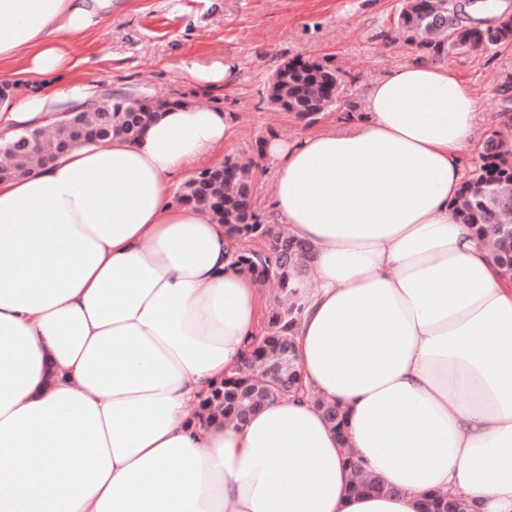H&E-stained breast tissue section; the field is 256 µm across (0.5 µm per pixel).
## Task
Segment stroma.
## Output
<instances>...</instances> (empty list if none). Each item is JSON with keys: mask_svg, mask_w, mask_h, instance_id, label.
<instances>
[{"mask_svg": "<svg viewBox=\"0 0 512 512\" xmlns=\"http://www.w3.org/2000/svg\"><path fill=\"white\" fill-rule=\"evenodd\" d=\"M401 0H122L111 16L75 47L73 84L100 91L142 90L199 107L223 106L234 122L233 155L257 158L259 141H289L360 111L367 88L395 66L414 62L420 49L398 39ZM232 60L234 81L213 86L180 68ZM316 59L336 67L345 92L314 118L274 108L271 74L283 62ZM448 65L480 103L479 121L492 131L504 97H512V45L454 54Z\"/></svg>", "mask_w": 512, "mask_h": 512, "instance_id": "35a3bbf8", "label": "stroma"}]
</instances>
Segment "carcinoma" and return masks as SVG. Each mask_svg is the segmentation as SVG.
Instances as JSON below:
<instances>
[{"mask_svg": "<svg viewBox=\"0 0 512 512\" xmlns=\"http://www.w3.org/2000/svg\"><path fill=\"white\" fill-rule=\"evenodd\" d=\"M487 3L470 5L464 0H402L396 26L406 41L437 58L454 53H472L512 43V13L497 15L493 30L485 27L481 14ZM342 93V79L336 69L316 60L291 61L280 66L268 89L270 102L285 112L306 120L336 105ZM183 104L168 97L109 94L102 102L83 113V132L88 141L98 138L103 116L109 115V130L104 143L114 137L139 138L158 114ZM512 134V125L503 122L487 138L479 162L463 184L453 203L456 218L477 227V232L492 243V254L501 265V274L512 279V237L496 234L501 224L512 225V158L499 150L503 137ZM76 144L66 120H59L41 134L39 146ZM0 167V179L19 178L39 161L38 152L19 151ZM177 201L190 204L224 225L234 240L256 242L257 249L243 248L233 253V261L250 271L261 284L273 283L279 296L268 309L266 336L252 345L243 370L224 379L201 405L206 417L220 416L226 422L241 423L242 418L266 403L287 397L282 381L293 383L301 377V367L293 347V330L303 306L297 288L304 284L310 269L312 248L281 229L274 231L252 204V173L231 157L222 165L205 168L191 176L176 193ZM326 422L336 431L341 445L348 444L344 414L333 405ZM350 492L354 495H388L393 489L377 478L353 467ZM450 493L429 491L418 503V512H448Z\"/></svg>", "mask_w": 512, "mask_h": 512, "instance_id": "1", "label": "carcinoma"}]
</instances>
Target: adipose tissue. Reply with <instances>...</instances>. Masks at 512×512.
<instances>
[{
	"instance_id": "adipose-tissue-1",
	"label": "adipose tissue",
	"mask_w": 512,
	"mask_h": 512,
	"mask_svg": "<svg viewBox=\"0 0 512 512\" xmlns=\"http://www.w3.org/2000/svg\"><path fill=\"white\" fill-rule=\"evenodd\" d=\"M112 5L0 0V75L72 68L65 41ZM100 97L2 100L0 141ZM477 114L427 55L377 80L362 117L264 143L267 215L313 244L319 286L300 294L302 391L239 425L189 413L260 340L265 288L175 198L234 144L224 111L173 108L0 181V512H417L430 490L512 512V282L453 211ZM317 398L393 494L349 495Z\"/></svg>"
}]
</instances>
